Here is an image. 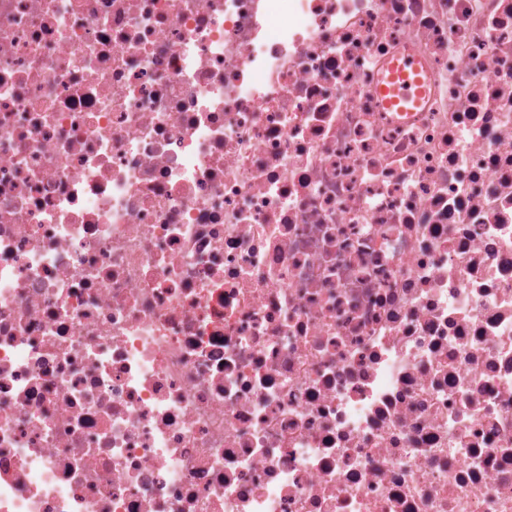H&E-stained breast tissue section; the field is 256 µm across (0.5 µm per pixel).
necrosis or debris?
<instances>
[{"label": "necrosis or debris", "mask_w": 512, "mask_h": 512, "mask_svg": "<svg viewBox=\"0 0 512 512\" xmlns=\"http://www.w3.org/2000/svg\"><path fill=\"white\" fill-rule=\"evenodd\" d=\"M0 512H512V0H0ZM419 60L414 54L397 57L389 66V74L379 86L385 104L397 112H410L407 105H418L424 95Z\"/></svg>", "instance_id": "necrosis-or-debris-1"}]
</instances>
